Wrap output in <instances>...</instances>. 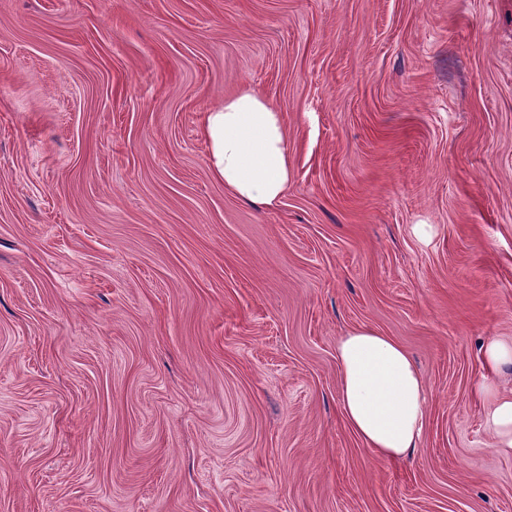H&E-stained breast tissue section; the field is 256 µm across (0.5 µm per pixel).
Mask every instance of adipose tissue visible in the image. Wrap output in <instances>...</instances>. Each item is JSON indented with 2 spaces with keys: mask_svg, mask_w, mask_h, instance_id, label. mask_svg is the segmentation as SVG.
Instances as JSON below:
<instances>
[{
  "mask_svg": "<svg viewBox=\"0 0 512 512\" xmlns=\"http://www.w3.org/2000/svg\"><path fill=\"white\" fill-rule=\"evenodd\" d=\"M201 135L207 166L227 191L273 207L288 189V132L281 112L249 86L204 112ZM338 402L346 424L383 460L406 458L418 447L427 419L425 379L394 338L358 326L337 342ZM495 449L512 453V393L484 390Z\"/></svg>",
  "mask_w": 512,
  "mask_h": 512,
  "instance_id": "obj_1",
  "label": "adipose tissue"
}]
</instances>
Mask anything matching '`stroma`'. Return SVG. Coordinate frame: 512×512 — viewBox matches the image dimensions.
Wrapping results in <instances>:
<instances>
[{"label": "stroma", "instance_id": "1", "mask_svg": "<svg viewBox=\"0 0 512 512\" xmlns=\"http://www.w3.org/2000/svg\"><path fill=\"white\" fill-rule=\"evenodd\" d=\"M244 83L271 209L206 162ZM362 325L426 381L403 460L338 404ZM511 336L512 0H0V512H512ZM207 166L224 188L251 204L271 208L288 190V132L281 112L248 85L203 112ZM484 362L497 373L512 367V340L511 343L503 340L490 341L484 350ZM488 399L487 424L495 438V450L512 453V393L499 390H484Z\"/></svg>", "mask_w": 512, "mask_h": 512}]
</instances>
